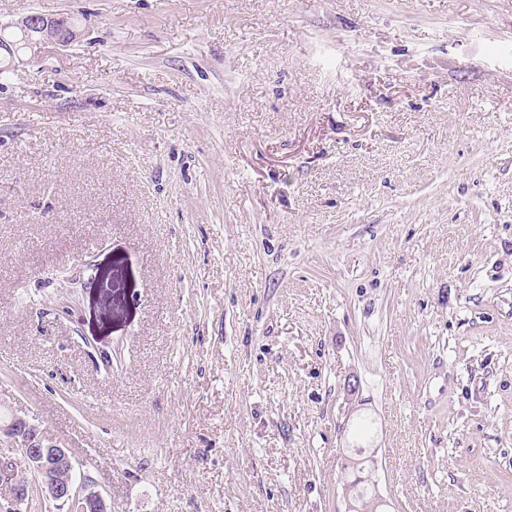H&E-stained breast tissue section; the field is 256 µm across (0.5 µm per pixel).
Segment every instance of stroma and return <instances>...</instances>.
Instances as JSON below:
<instances>
[{"instance_id": "1", "label": "stroma", "mask_w": 512, "mask_h": 512, "mask_svg": "<svg viewBox=\"0 0 512 512\" xmlns=\"http://www.w3.org/2000/svg\"><path fill=\"white\" fill-rule=\"evenodd\" d=\"M27 9L0 417L112 512H345L363 420L389 512H512V0ZM76 25L75 22H71ZM66 17H51L44 14L27 11L7 23H0V63L1 69L12 70L23 63V55L28 49L40 45H55L66 47L78 39L79 30L75 29ZM10 34L22 36L26 40V51L17 53L14 43L5 39L3 35ZM0 76H5L8 70H1Z\"/></svg>"}]
</instances>
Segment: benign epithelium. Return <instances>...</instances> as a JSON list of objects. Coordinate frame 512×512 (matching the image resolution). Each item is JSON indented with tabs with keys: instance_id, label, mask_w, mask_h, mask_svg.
I'll use <instances>...</instances> for the list:
<instances>
[{
	"instance_id": "7a95c632",
	"label": "benign epithelium",
	"mask_w": 512,
	"mask_h": 512,
	"mask_svg": "<svg viewBox=\"0 0 512 512\" xmlns=\"http://www.w3.org/2000/svg\"><path fill=\"white\" fill-rule=\"evenodd\" d=\"M0 34L21 36L26 47L40 45L66 47L78 39L75 29L66 17H51L27 11L7 23H0ZM23 62V54L14 50V43L0 40V67L12 70ZM10 439L18 448L28 451L29 467L35 475L39 491L45 498L69 505L68 512H111L100 493L78 487L73 480V458L68 449L50 441L35 424L13 415L0 423V436ZM0 492L7 496L6 512H21L28 501V486L17 482L9 463H0Z\"/></svg>"
}]
</instances>
